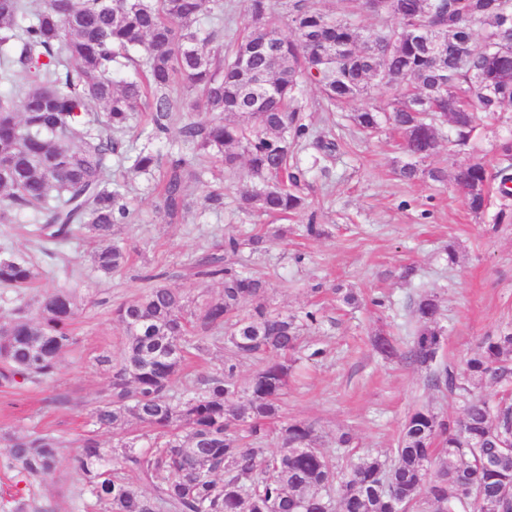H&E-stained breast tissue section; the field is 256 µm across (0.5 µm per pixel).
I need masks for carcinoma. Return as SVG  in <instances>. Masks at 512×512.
Masks as SVG:
<instances>
[{
	"mask_svg": "<svg viewBox=\"0 0 512 512\" xmlns=\"http://www.w3.org/2000/svg\"><path fill=\"white\" fill-rule=\"evenodd\" d=\"M249 2V29L226 56L215 32L198 26L206 0H46L35 12L27 0H0V79L16 89L14 97L0 96V224L34 212L41 217L35 236L52 243L82 229L95 244L94 268L105 276L121 272L129 253L114 241L113 228L129 208L111 161L135 112L149 113L157 133L177 126L181 142L215 166L232 170L246 158L257 184L240 192L242 208L286 217L305 205L304 172L291 164L294 147L309 138L297 96L304 81L334 108L353 105L375 86L400 87L389 112L358 109L352 120L371 133L384 118L401 134L410 158L395 168L403 181L416 179L418 163L437 152L436 122L448 123V142L466 147L478 114L512 106V20L504 22L512 0H383L375 15L397 27L376 33L310 0H288L289 36L268 22V0ZM132 51L141 72L115 78L113 65L133 60ZM331 53L336 60L329 64ZM261 71L267 87L255 83ZM178 83L200 98L181 100ZM186 106L211 119L182 121ZM99 108L102 129L95 132L90 115ZM159 168L160 156L149 148L131 165L138 174ZM511 168L496 174L499 224L512 221ZM427 174L451 181L472 214L487 209L490 176L482 163ZM198 179L194 163L182 157L164 168L158 188L167 217L184 209L187 185ZM264 242L260 234L230 235L224 251L260 252ZM197 275L222 282L220 297L199 302L154 284L113 310L125 332L120 358H97L111 377L92 425L111 431L133 419L146 428V443L105 448L86 436L65 456L49 431L14 434L0 463L25 488L0 512H31L35 485L63 466L97 512H512V403L492 404L475 393L483 385H512V329L483 337L462 368L450 370L438 363L439 299L418 295L410 343L381 337L375 350L429 370V383L462 402V413L449 418L416 408L402 424L393 461L369 456L339 466L315 447L314 428L303 421L280 429V448H266L268 420L288 387V358L302 331L322 325L321 309L298 316L270 308L268 281L219 257L202 261ZM39 276L23 258L0 257V285L31 288ZM79 312L62 289L41 295L34 311L20 303L14 319L0 324V387L53 378L61 354L76 343ZM196 326L224 336L188 339ZM220 340L230 352L224 367L190 378L189 350L206 352ZM240 358L261 362L245 388L236 380ZM128 473L139 484L127 481Z\"/></svg>",
	"mask_w": 512,
	"mask_h": 512,
	"instance_id": "carcinoma-1",
	"label": "carcinoma"
}]
</instances>
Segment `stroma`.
Segmentation results:
<instances>
[{
	"label": "stroma",
	"mask_w": 512,
	"mask_h": 512,
	"mask_svg": "<svg viewBox=\"0 0 512 512\" xmlns=\"http://www.w3.org/2000/svg\"><path fill=\"white\" fill-rule=\"evenodd\" d=\"M249 19L248 0H224L223 11L206 8L203 28L223 24L224 40L241 32ZM304 120L314 137L327 136L340 144L329 159L328 174L313 169L317 154L312 143L296 151L295 164L307 170L303 192L307 208L299 214L254 217L241 211L239 195L250 180L245 168L225 172L222 179L203 175L187 190L188 206L177 217H166L150 175H132L122 193L130 218L116 225L115 238L131 254L120 274L102 276L91 262V243L82 233L41 247L16 224H0V255L32 259L43 271L32 288H0V321L8 320L18 300L35 299L53 289L71 292L80 307L75 324L76 344L62 357L55 377L42 385L21 383L0 388V433L49 430L66 448H74L88 428L91 411L109 384V375L96 363L98 355L119 357L124 331L112 311L122 301L148 287L149 276L195 298L219 296L220 283L202 284L194 275L196 263L208 256L225 264L264 273L270 282L271 307L297 314L309 306L322 307L324 324L307 339L324 348L315 365H301L300 378L290 380L281 422L313 425L318 445L335 451L340 434H349L347 456L392 457L401 425L409 411L429 405L457 416L460 403L448 392L429 386L426 370L376 353L372 341L382 333L406 343L412 326L411 298L422 292L438 296L445 345L441 363L457 369L482 336L512 328V224H498L493 212L470 214L452 184L428 179L427 169L457 167L480 161L489 170L499 164L498 146L512 137V107L497 117L480 116L471 145L459 148L441 141L436 155L420 162L424 174L417 181L396 178L394 162L404 161L400 138L390 128L367 137L357 132L347 112H328L317 87L301 91ZM144 113H136L124 136L127 157L150 147L168 160L192 156L176 133L154 138ZM223 196L221 207L208 200L212 191ZM323 225L325 233L305 237L304 224ZM263 229L270 239L263 254L224 250V239ZM286 238H275L279 228ZM456 248L449 261L447 245ZM303 263H295V253ZM416 274L402 279L404 267ZM353 291L358 304H344L338 289ZM67 395L64 405L53 404ZM41 503L56 512H92L91 499L74 474L60 473L36 487Z\"/></svg>",
	"instance_id": "stroma-1"
}]
</instances>
